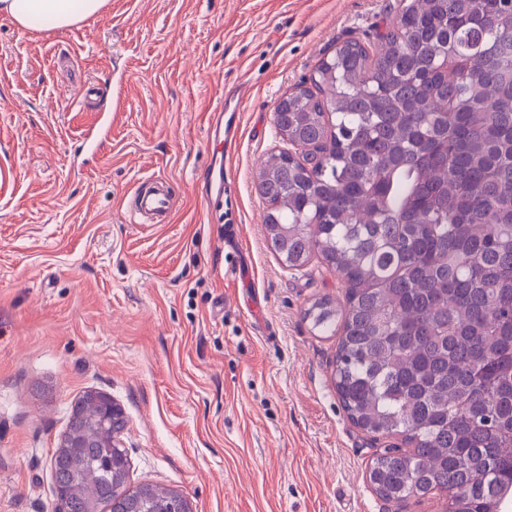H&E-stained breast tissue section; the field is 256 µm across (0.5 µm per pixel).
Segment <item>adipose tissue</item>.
Returning a JSON list of instances; mask_svg holds the SVG:
<instances>
[{"mask_svg": "<svg viewBox=\"0 0 512 512\" xmlns=\"http://www.w3.org/2000/svg\"><path fill=\"white\" fill-rule=\"evenodd\" d=\"M106 0H0V16L27 29L59 30L101 12Z\"/></svg>", "mask_w": 512, "mask_h": 512, "instance_id": "adipose-tissue-1", "label": "adipose tissue"}]
</instances>
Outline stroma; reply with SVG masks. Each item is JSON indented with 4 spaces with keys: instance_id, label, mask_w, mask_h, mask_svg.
I'll return each mask as SVG.
<instances>
[{
    "instance_id": "35a3bbf8",
    "label": "stroma",
    "mask_w": 512,
    "mask_h": 512,
    "mask_svg": "<svg viewBox=\"0 0 512 512\" xmlns=\"http://www.w3.org/2000/svg\"><path fill=\"white\" fill-rule=\"evenodd\" d=\"M400 0H107L65 30L0 17V512H52L49 460L87 391L124 410L131 484L194 512H445L399 506L368 466L387 444L347 417L337 339L306 315L340 277L269 249L253 176L283 142L274 107L337 41L391 23ZM96 84L93 100L78 97ZM124 105L95 154L85 130ZM244 87L224 163L240 253L208 221L207 114ZM165 179L168 223L135 224L127 195ZM251 269L233 278L235 259Z\"/></svg>"
}]
</instances>
